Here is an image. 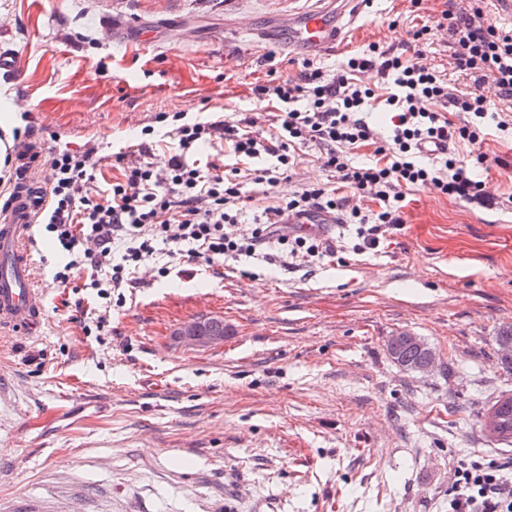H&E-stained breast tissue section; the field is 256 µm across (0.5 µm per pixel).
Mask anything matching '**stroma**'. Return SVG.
<instances>
[{"label": "stroma", "instance_id": "1", "mask_svg": "<svg viewBox=\"0 0 512 512\" xmlns=\"http://www.w3.org/2000/svg\"><path fill=\"white\" fill-rule=\"evenodd\" d=\"M306 0H0V161L35 144L109 157L140 143L157 113L187 119L264 112L251 85L270 68L297 77L302 54L255 31L286 27ZM449 0H375L347 39L314 63L333 77L370 43L406 51ZM22 137H15V130ZM479 170L492 200L408 192L398 234L354 254L353 226L331 237L346 261L296 258L287 271L248 259L254 279L174 260L143 269L126 301L53 284L54 247L31 251L43 320L0 331V512H448L450 471L473 455L512 457L481 416L512 395L498 365L512 325V126L486 123ZM317 146L275 187L245 182L240 219L332 182ZM103 316L86 334L75 299ZM220 317L223 343L189 347L184 324ZM406 331L437 353L400 367L387 341Z\"/></svg>", "mask_w": 512, "mask_h": 512}]
</instances>
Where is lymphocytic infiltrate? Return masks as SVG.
Instances as JSON below:
<instances>
[{"mask_svg":"<svg viewBox=\"0 0 512 512\" xmlns=\"http://www.w3.org/2000/svg\"><path fill=\"white\" fill-rule=\"evenodd\" d=\"M437 29L451 37L453 64L470 76L468 89H451L440 70L373 43L363 55L348 58L330 78L310 61L294 80L270 69L267 80L252 89L257 101L283 106L273 114L270 130L260 112L234 123H188L183 113H159V121L173 124L176 154L159 171L153 163L133 159L134 154H147L146 144L126 147L114 155L120 175L106 188L98 184V164L91 152L68 150L54 152L50 182L36 185L40 154L25 146L8 180L17 190L33 186L42 204L36 222L60 254L53 283L67 285L84 273L89 288L108 300L137 287L141 266L154 255H181L211 265L254 256L269 243L280 245L290 258L303 254L335 261L340 257L337 244L315 233L289 230V218L314 211L344 212L355 227L353 250L361 254L402 230L410 189L420 187L470 203L485 201L486 184L472 171L474 165L484 164L485 154L470 160L450 152L448 145L456 140L472 146L483 143L486 81L494 82L503 105L512 109V28L489 23L481 0H468L467 7L442 12L436 25L416 29L415 44H428ZM370 70L393 76L396 86L385 99L392 114L385 133L367 119L375 92L362 85L360 77ZM448 108L467 114L468 122H448ZM217 138L229 146L234 167L224 171L212 161L187 163V155ZM309 144L321 147L322 166L335 173L340 184L351 188L352 195L373 196L379 209L363 215L352 196L340 195L337 187L313 184L266 207L263 220L244 232L230 233L248 200L239 179L242 166L263 155L276 158L277 166L253 168L251 173L253 183L272 187L288 172L296 150ZM364 146L372 147L374 163L352 164L351 154ZM429 147L443 154L441 168L423 162ZM121 238L128 245L121 256H113L112 243ZM505 469V464L482 457L457 463L448 486L449 512H512V477H506Z\"/></svg>","mask_w":512,"mask_h":512,"instance_id":"1","label":"lymphocytic infiltrate"}]
</instances>
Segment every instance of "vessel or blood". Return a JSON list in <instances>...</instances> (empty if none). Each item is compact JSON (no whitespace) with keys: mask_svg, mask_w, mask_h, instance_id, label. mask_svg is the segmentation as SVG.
Returning <instances> with one entry per match:
<instances>
[{"mask_svg":"<svg viewBox=\"0 0 512 512\" xmlns=\"http://www.w3.org/2000/svg\"><path fill=\"white\" fill-rule=\"evenodd\" d=\"M374 0H343L337 10H330L323 0L303 9L288 26L287 46L308 56L326 53L345 40L347 31L361 13L362 7ZM36 206L27 190H20L6 220H0V324L13 330L29 331L40 320L42 303L32 288L31 264L26 245ZM336 216L317 213L291 219L295 231L329 232Z\"/></svg>","mask_w":512,"mask_h":512,"instance_id":"b4317fda","label":"vessel or blood"}]
</instances>
